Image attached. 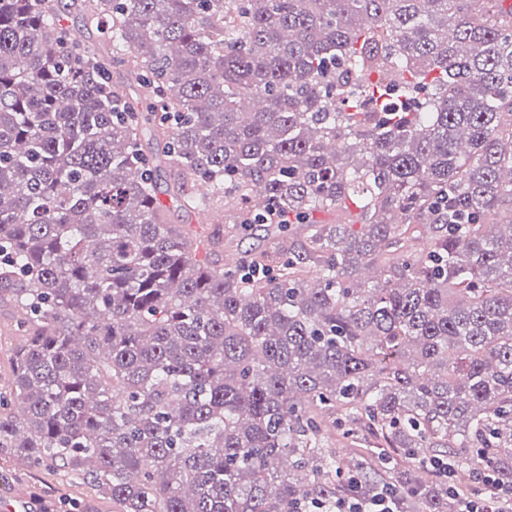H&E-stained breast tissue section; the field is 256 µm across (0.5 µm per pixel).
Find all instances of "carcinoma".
I'll use <instances>...</instances> for the list:
<instances>
[{
	"label": "carcinoma",
	"instance_id": "1",
	"mask_svg": "<svg viewBox=\"0 0 512 512\" xmlns=\"http://www.w3.org/2000/svg\"><path fill=\"white\" fill-rule=\"evenodd\" d=\"M73 3L101 46L0 0V452L112 512H459L432 458L512 493V8ZM161 160L268 246L196 259ZM17 313L9 305L0 302V390H7L12 382V357L21 340L14 330ZM10 320L13 325L8 331ZM336 512H400L393 488L382 489L370 502L358 498L342 501L336 505Z\"/></svg>",
	"mask_w": 512,
	"mask_h": 512
}]
</instances>
